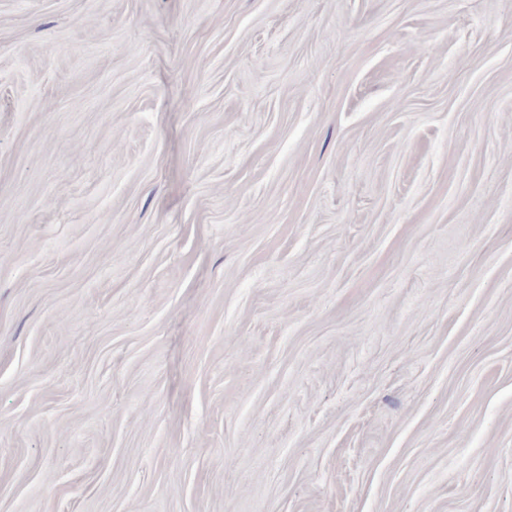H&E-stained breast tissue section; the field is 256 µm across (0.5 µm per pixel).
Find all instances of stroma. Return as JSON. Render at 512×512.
I'll return each instance as SVG.
<instances>
[{"label":"stroma","mask_w":512,"mask_h":512,"mask_svg":"<svg viewBox=\"0 0 512 512\" xmlns=\"http://www.w3.org/2000/svg\"><path fill=\"white\" fill-rule=\"evenodd\" d=\"M0 512H512V0H0Z\"/></svg>","instance_id":"obj_1"}]
</instances>
